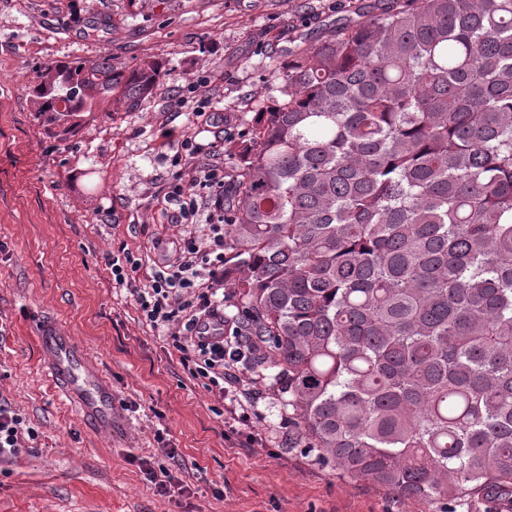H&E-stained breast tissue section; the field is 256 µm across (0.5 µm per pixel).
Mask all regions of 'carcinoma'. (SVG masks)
<instances>
[{"mask_svg":"<svg viewBox=\"0 0 512 512\" xmlns=\"http://www.w3.org/2000/svg\"><path fill=\"white\" fill-rule=\"evenodd\" d=\"M232 151L224 275L306 447L401 498L512 495V0H374L285 49ZM67 133L150 62L64 69Z\"/></svg>","mask_w":512,"mask_h":512,"instance_id":"1","label":"carcinoma"}]
</instances>
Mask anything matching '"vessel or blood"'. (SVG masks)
<instances>
[{
  "label": "vessel or blood",
  "instance_id": "1",
  "mask_svg": "<svg viewBox=\"0 0 512 512\" xmlns=\"http://www.w3.org/2000/svg\"><path fill=\"white\" fill-rule=\"evenodd\" d=\"M37 341L49 379L60 396L93 428L111 431L112 386L86 350L54 322L40 324Z\"/></svg>",
  "mask_w": 512,
  "mask_h": 512
}]
</instances>
